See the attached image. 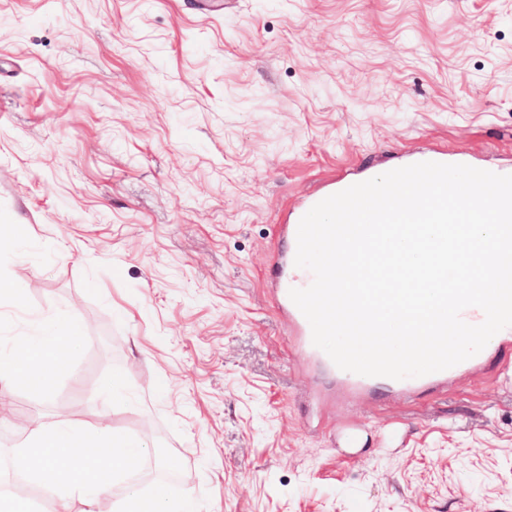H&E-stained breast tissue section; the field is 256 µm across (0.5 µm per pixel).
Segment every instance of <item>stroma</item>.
Instances as JSON below:
<instances>
[{"label": "stroma", "mask_w": 512, "mask_h": 512, "mask_svg": "<svg viewBox=\"0 0 512 512\" xmlns=\"http://www.w3.org/2000/svg\"><path fill=\"white\" fill-rule=\"evenodd\" d=\"M0 0V268L82 328L0 457L112 425L198 512H512V351L405 400L336 398L269 291L278 227L444 150L512 174V0Z\"/></svg>", "instance_id": "35a3bbf8"}]
</instances>
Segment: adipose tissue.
I'll use <instances>...</instances> for the list:
<instances>
[{"instance_id":"1","label":"adipose tissue","mask_w":512,"mask_h":512,"mask_svg":"<svg viewBox=\"0 0 512 512\" xmlns=\"http://www.w3.org/2000/svg\"><path fill=\"white\" fill-rule=\"evenodd\" d=\"M40 330L0 350V389L13 391L26 381L32 392L47 395V383L65 373L81 333L72 315L39 318ZM142 442L114 430L106 417L74 426L55 422L17 448L8 469L41 495L51 498L62 512L79 504V512H100L103 497L112 500L111 512H195L185 494H142L120 487L121 476L131 474L133 463L143 462Z\"/></svg>"}]
</instances>
